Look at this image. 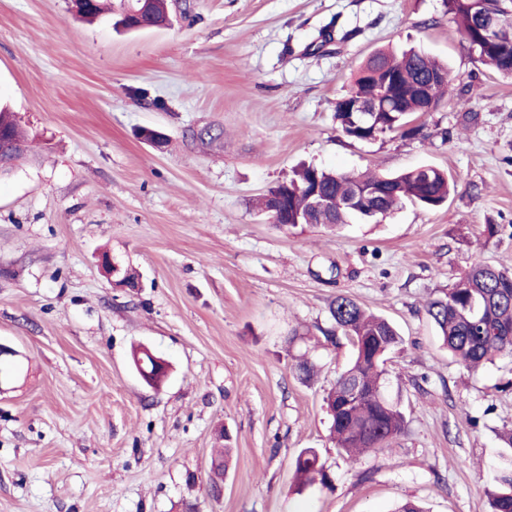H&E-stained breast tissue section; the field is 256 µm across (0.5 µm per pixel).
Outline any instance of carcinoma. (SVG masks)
Masks as SVG:
<instances>
[{"instance_id":"carcinoma-1","label":"carcinoma","mask_w":512,"mask_h":512,"mask_svg":"<svg viewBox=\"0 0 512 512\" xmlns=\"http://www.w3.org/2000/svg\"><path fill=\"white\" fill-rule=\"evenodd\" d=\"M448 14L459 32L485 65L506 79H512V40L489 42L477 32V16L497 12L504 0H446ZM165 0H151L141 14L142 22L158 26L166 21ZM448 73L424 51L411 47L399 53L376 51L360 66L346 93L336 101V120L343 133L355 140L401 131L416 135L420 129H403L409 117L428 112L438 102L447 84L438 83L425 96L421 81ZM361 101L371 107L369 122L357 123L352 105ZM0 127L17 143L25 141L23 131L11 113L0 110ZM336 198V208L321 213L311 207L314 189ZM364 191L378 193L384 217L402 202L410 200L433 209L450 195L447 173L433 167L429 174L414 168L394 175L354 174L332 169L306 167L297 178L281 183L269 194L286 197L284 211L271 218L280 226L315 224L334 228L358 219L372 217L347 206V201ZM427 315L437 327L443 346L454 361L469 372H476L495 358L512 353V268L479 262L462 273L442 297L430 300ZM334 328L327 333L347 337L353 345V357L337 377L326 397L331 420L330 434L339 452L350 458L379 453L390 448L404 432L405 420L399 404L385 392V356L404 343L395 325L382 316L365 310L354 299L338 294L330 303ZM504 448L503 467L498 485L490 493V512H512V429L499 434ZM231 449L219 448L211 461L217 478L212 491L218 492V480L224 477ZM298 486L331 484L330 474L317 451L305 448L295 459Z\"/></svg>"}]
</instances>
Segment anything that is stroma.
Listing matches in <instances>:
<instances>
[{"mask_svg": "<svg viewBox=\"0 0 512 512\" xmlns=\"http://www.w3.org/2000/svg\"><path fill=\"white\" fill-rule=\"evenodd\" d=\"M170 15L119 32L69 0H0V104L29 142L0 176V342L29 368L0 395V512H489L512 356L468 372L425 304L477 261L512 267V80L453 33L445 0H172ZM409 45L448 66L417 119L428 138L346 137L335 104L358 65ZM423 165L457 183L441 208L335 231L258 208L305 166ZM104 253L139 288L113 287ZM340 293L404 339L385 369L405 431L354 460L324 402L353 354L325 337ZM137 345L170 362L161 388L135 371ZM305 448L331 487H297Z\"/></svg>", "mask_w": 512, "mask_h": 512, "instance_id": "1", "label": "stroma"}]
</instances>
